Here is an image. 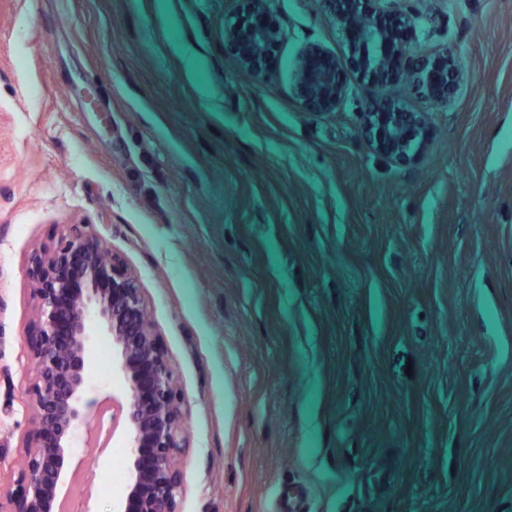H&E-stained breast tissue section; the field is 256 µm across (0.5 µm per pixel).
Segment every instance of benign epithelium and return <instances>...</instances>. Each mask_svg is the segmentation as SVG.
<instances>
[{"instance_id": "7a95c632", "label": "benign epithelium", "mask_w": 512, "mask_h": 512, "mask_svg": "<svg viewBox=\"0 0 512 512\" xmlns=\"http://www.w3.org/2000/svg\"><path fill=\"white\" fill-rule=\"evenodd\" d=\"M394 0H318L340 27L345 54L319 44L301 53L294 94L306 112L324 114L344 103L350 80L375 88L400 84L404 94L374 101L358 113L368 149L406 166L429 147L427 113L410 99L446 106L462 79L459 59L448 49L410 50L416 14ZM272 0H236L224 19V51L257 81L274 70L285 33ZM101 239L82 224L52 249L35 252L29 276L38 304L27 335L37 375L27 390L31 428L13 483L0 486V512H55L59 484L73 466V432L89 422L95 402L85 399L91 319H98L118 348V369L128 385L116 418L128 430V481L115 512H177L182 475L178 458L182 396L164 343L145 316L138 276L124 259L103 256Z\"/></svg>"}]
</instances>
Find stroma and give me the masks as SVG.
<instances>
[{
    "label": "stroma",
    "instance_id": "stroma-1",
    "mask_svg": "<svg viewBox=\"0 0 512 512\" xmlns=\"http://www.w3.org/2000/svg\"><path fill=\"white\" fill-rule=\"evenodd\" d=\"M413 49L465 75L416 162L370 152L352 83L302 111L303 49L344 46L317 0L252 81L234 0H0V477L33 376L32 253L84 225L139 277L182 392L178 512H512V0H410ZM86 395L124 397L90 321ZM77 474L113 512L127 426Z\"/></svg>",
    "mask_w": 512,
    "mask_h": 512
}]
</instances>
